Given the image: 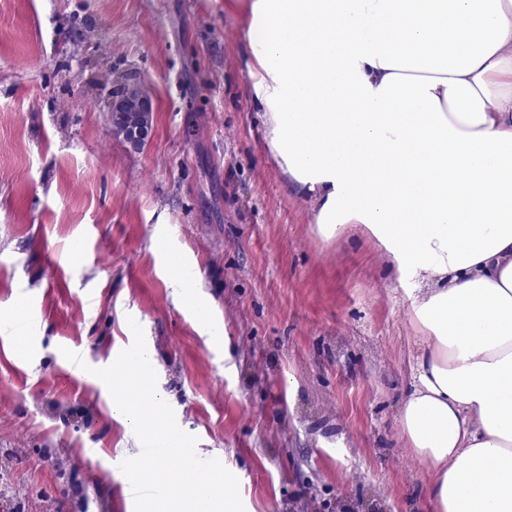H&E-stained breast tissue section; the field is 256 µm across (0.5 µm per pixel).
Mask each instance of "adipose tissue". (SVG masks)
Returning a JSON list of instances; mask_svg holds the SVG:
<instances>
[{
  "label": "adipose tissue",
  "mask_w": 512,
  "mask_h": 512,
  "mask_svg": "<svg viewBox=\"0 0 512 512\" xmlns=\"http://www.w3.org/2000/svg\"><path fill=\"white\" fill-rule=\"evenodd\" d=\"M224 6L289 191L414 277L398 422L436 512H512V0Z\"/></svg>",
  "instance_id": "obj_1"
}]
</instances>
